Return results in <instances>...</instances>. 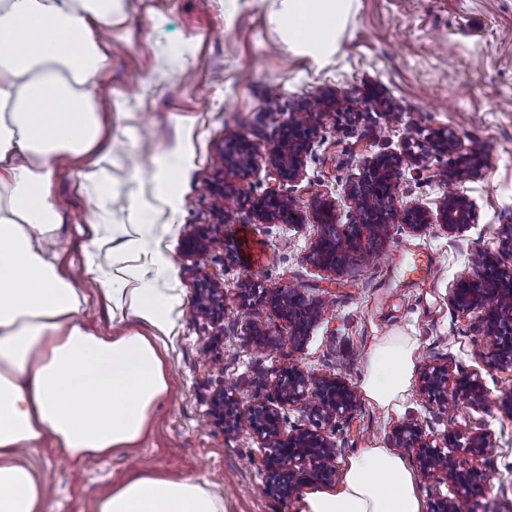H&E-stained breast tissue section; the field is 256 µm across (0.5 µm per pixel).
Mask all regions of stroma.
<instances>
[{"instance_id": "obj_1", "label": "stroma", "mask_w": 512, "mask_h": 512, "mask_svg": "<svg viewBox=\"0 0 512 512\" xmlns=\"http://www.w3.org/2000/svg\"><path fill=\"white\" fill-rule=\"evenodd\" d=\"M270 8L271 0H122L113 13L112 65L100 80L108 190L85 187L80 165L56 171L53 191L64 206L56 252L60 266L78 274L82 319L112 334L124 329L127 313L82 273L91 223L117 236L142 225L151 245L170 257L158 279L182 298L166 340L171 391L140 448L79 464L47 443L29 462L47 480L54 512H93L136 464L205 477L225 512H296L306 484L295 477L288 493L268 492L267 474L252 462L263 439L220 421L214 397L232 393L242 409L272 402L276 381L292 365L359 387L370 346L399 334L416 340L418 366L445 362L477 373L490 403L441 405L415 378L396 408L363 399L324 426L295 409L284 410L285 421L323 427L338 446V466L359 449L392 447L393 429L407 421L436 443L447 432L462 442L487 433L493 451L468 459L467 485L422 478L419 492L428 507L448 496L468 512H506L512 413L493 400L512 392V368L493 355L482 314L458 319L448 294L476 251L498 254L512 239V0H357L338 53L321 67L281 42ZM291 120L303 123L307 152L296 176L279 177L269 151ZM441 136L455 141V152L434 150ZM409 140L427 150L421 163L401 165L398 217L364 241L343 270L317 267L310 259L321 232L317 200L335 206L339 224L358 223L351 188L372 158L404 154ZM186 143L190 165L172 166V151ZM244 144L253 161L239 166ZM473 147L485 164L461 190L476 207L477 224L456 237L435 224L408 232L402 212L415 205L437 212L450 190L441 170ZM271 188L292 199L301 222L257 216L252 203ZM167 194L175 206L160 204ZM199 237L206 251L188 254L187 243ZM415 253L428 254L433 267L410 279L401 265ZM214 272L224 309L219 318H203L196 313L201 286ZM291 288L323 303L299 346L270 304ZM251 321L281 345L257 347L248 336Z\"/></svg>"}]
</instances>
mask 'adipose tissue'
Here are the masks:
<instances>
[{
	"label": "adipose tissue",
	"mask_w": 512,
	"mask_h": 512,
	"mask_svg": "<svg viewBox=\"0 0 512 512\" xmlns=\"http://www.w3.org/2000/svg\"><path fill=\"white\" fill-rule=\"evenodd\" d=\"M354 2L274 0L270 21L289 50L321 66L338 52ZM114 9V0H0V512H52L46 481L23 462L45 440L76 461L137 447L169 391L165 340L181 298L153 280L169 257L140 232L107 250L93 241L86 275L129 309V327L112 336L81 322L86 298L50 249L60 162H84V181L107 186L96 154L111 56L98 33ZM132 255L141 265H128ZM416 358L407 337L376 341L363 397L395 405ZM94 512H224V500L203 477L153 467L126 473ZM299 512H423V501L407 460L375 445L349 456L336 484L306 491Z\"/></svg>",
	"instance_id": "ef3b65f1"
}]
</instances>
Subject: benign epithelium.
I'll return each mask as SVG.
<instances>
[{"instance_id":"benign-epithelium-1","label":"benign epithelium","mask_w":512,"mask_h":512,"mask_svg":"<svg viewBox=\"0 0 512 512\" xmlns=\"http://www.w3.org/2000/svg\"><path fill=\"white\" fill-rule=\"evenodd\" d=\"M306 150L304 138L290 132L269 152V160L276 169L292 177L300 167L301 156ZM482 165L481 151L458 158L456 165L445 172L450 183L460 184L468 180ZM400 175V160L390 153H381L371 162L368 174L351 190V196L362 213L361 222L339 230L336 225L335 207L323 203L317 215L323 226L320 237L311 247L312 261L325 271L336 272L342 269L346 258L356 251L363 235L368 230L387 222L395 211L394 187ZM258 216L263 220L277 218L283 222H294L297 214L293 205L271 193L256 204ZM475 205L460 192L446 195L433 217L422 208L415 207L405 215V227L412 233H421L435 222L447 234L463 233L477 222ZM472 267L476 275L463 274L457 278L449 291L448 304L457 317L466 318L475 311L484 313L487 334L499 338L512 335V265H505L491 252L477 253ZM322 302L307 298L299 290H288L283 301L290 335L293 342L301 341L309 333L311 326L320 315ZM421 390L429 395H439L444 401L448 397H460L471 404L481 405L488 400V394L475 373L461 374L453 378L442 367H429L422 374ZM276 401L281 407L306 409L309 397L318 401L317 409L327 420H334L352 412L358 403L357 393L342 377L335 375H313L293 366L288 377L281 378L275 385ZM252 416L253 430L274 437L270 452L254 460L261 469L276 474L280 491L289 490V479L294 471H299L309 483L330 480L334 474L335 442L327 436L295 427L286 430L281 422V413L266 405L257 408L247 407L240 417ZM397 446L416 453V459L423 475L434 479L445 475L455 483H464L467 472L462 464L442 451L422 440L421 431L415 424L404 422L394 431ZM491 440L486 433L471 436L465 451L472 457H483L491 450ZM432 512H465L461 500L442 497L435 501Z\"/></svg>"}]
</instances>
